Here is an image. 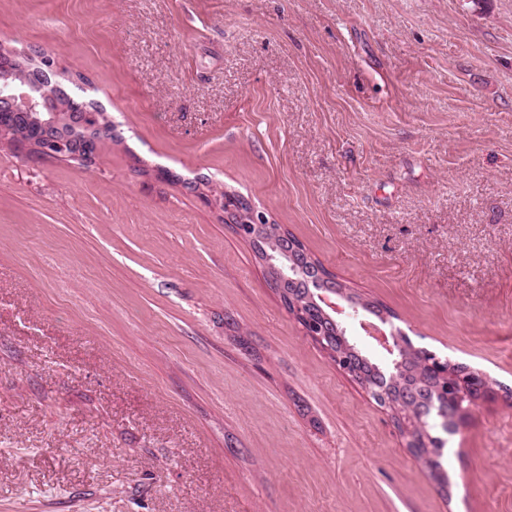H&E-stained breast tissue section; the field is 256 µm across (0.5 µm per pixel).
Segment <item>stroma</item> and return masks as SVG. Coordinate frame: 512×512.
I'll return each mask as SVG.
<instances>
[{"label":"stroma","mask_w":512,"mask_h":512,"mask_svg":"<svg viewBox=\"0 0 512 512\" xmlns=\"http://www.w3.org/2000/svg\"><path fill=\"white\" fill-rule=\"evenodd\" d=\"M0 44L112 121L0 145V512H512V0H0ZM199 179L487 375L447 486ZM81 104V101H76L69 106V110L71 111L70 119L72 123L65 126L69 133L74 135L76 139L79 137V139L82 140L83 138L82 130L84 127H81L80 125L81 121L84 119V112H93L100 124L105 126L111 125L109 116L106 114V112H103L96 103H89L84 107H81ZM61 116L62 114L60 112L51 114V117L47 122L55 126L58 131L54 135L45 137L43 141L46 143V145H38L33 147L39 150H44L53 156H59L61 158H78L85 162L94 160V154H92L90 151H94L97 146L93 147L91 150L88 146H85L84 148L80 144L76 146L74 137L63 129L64 121L61 119Z\"/></svg>","instance_id":"35a3bbf8"}]
</instances>
